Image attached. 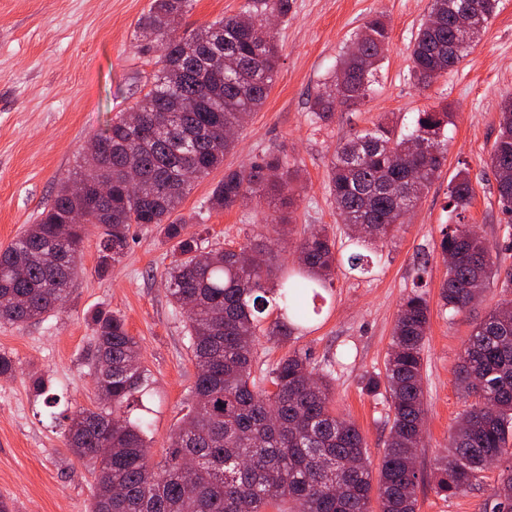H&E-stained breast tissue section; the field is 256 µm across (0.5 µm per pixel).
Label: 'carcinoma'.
I'll use <instances>...</instances> for the list:
<instances>
[{
	"mask_svg": "<svg viewBox=\"0 0 512 512\" xmlns=\"http://www.w3.org/2000/svg\"><path fill=\"white\" fill-rule=\"evenodd\" d=\"M475 2L480 25L460 30L448 0H431L415 35L411 76L426 88L471 53L499 10L500 0ZM194 0H151L138 22V50L159 54L161 67L128 115L94 137L106 145L77 164L50 208L0 250V323L21 325L60 308L68 296L87 235V225L106 228L98 245V270L123 253L132 224H154L173 242L175 259L164 279L171 304L191 305L186 323L197 377L182 424L170 437L162 461L151 462L147 423L131 420V408L149 387L138 341L123 320L94 318L90 365L95 394L112 411L83 408L67 417L64 441L94 476L89 512H417L421 476L416 457L425 415L423 351L430 323L424 294L407 295L397 313L383 374L366 378L368 391L384 390L390 424L386 446L372 466L360 430L332 408L331 371L314 372L307 353L295 350L261 377L254 375L261 314L280 317L268 335L290 339L309 328L336 269L367 270L366 252L393 235L425 189L442 173L448 106L418 113L397 134L388 123L339 143L328 166L332 201L347 226L351 250L337 257L325 230L305 236L297 267L271 286L265 250L207 247L171 220L193 188L224 165L234 134L270 93L280 59L267 25L285 19L293 0H244L238 13L181 35L174 18ZM389 39L379 16L369 19L327 78L329 93L311 104V122L328 123L337 110L356 111L372 92L374 72ZM431 151L416 152L417 144ZM488 167L512 172V100L502 104ZM298 170L275 153L240 169L224 171L198 212L278 199L272 224H287L295 204L285 197ZM498 201L512 224V176L496 180ZM472 186L459 171L448 183L449 227L439 248L447 263L443 306L464 311L500 278L493 247L465 224ZM82 213L84 224L70 223ZM464 398H474L454 427L448 454L440 458L437 492L446 496L476 487L479 474L512 444V301H504L472 327L458 378ZM106 448L104 455L97 449ZM491 512H512V466L493 489Z\"/></svg>",
	"mask_w": 512,
	"mask_h": 512,
	"instance_id": "carcinoma-1",
	"label": "carcinoma"
}]
</instances>
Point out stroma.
<instances>
[{
	"label": "stroma",
	"instance_id": "1",
	"mask_svg": "<svg viewBox=\"0 0 512 512\" xmlns=\"http://www.w3.org/2000/svg\"><path fill=\"white\" fill-rule=\"evenodd\" d=\"M243 0H194L176 23L177 32L237 13ZM150 0H0V248L7 247L51 204L59 184L74 172L90 139L129 112L143 96L152 58L134 47L139 19ZM430 0H293L275 34L281 61L274 86L249 120L236 148L195 183L175 217L210 244L252 242L266 248L273 267L292 268L300 241L327 227L339 249L345 228L330 196L327 170L338 142L386 120L410 126L418 113L448 106V153L438 180L425 191L408 223L377 243L370 270L337 269L319 319L303 336L282 341L262 337L256 368L268 369L289 351H307L313 367L332 373L335 408L363 433L372 459L384 451L389 408L381 393L364 388L368 375L383 372L403 298L421 287L430 306L425 360V432L416 467L418 512H485L502 464L485 469L479 486L445 497L435 490V467L466 402L457 388L464 344L474 323L500 302L491 283L463 313L443 307L446 267L441 229L448 222V183L468 172L473 189L465 212L487 243L501 242L504 216L496 182L485 162L497 135L503 101L512 99V0L497 15L466 60L428 88L410 75V45L428 15ZM383 15L390 33L373 94L361 110L336 112L322 126L309 121L310 101L324 89L346 45L363 23ZM276 151L299 167L289 230L266 223V204L195 216L225 168L259 161ZM99 228H90L64 307L24 325L0 323V352L15 364L0 378V503L9 512H87L94 478L66 447V417L96 405L88 360L92 319L107 312L123 319L141 347L150 373L144 399L151 423L148 443L160 461L184 414L197 376L184 315L169 303L162 282L173 247L154 225L129 228L127 249L106 272H98ZM426 264L423 283L415 269ZM48 379L56 407L30 389L32 376Z\"/></svg>",
	"mask_w": 512,
	"mask_h": 512
}]
</instances>
